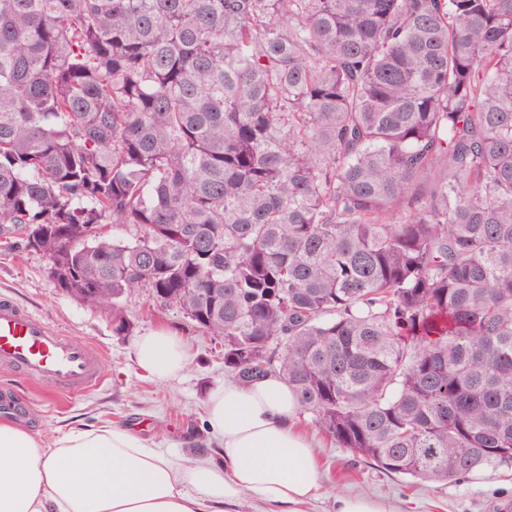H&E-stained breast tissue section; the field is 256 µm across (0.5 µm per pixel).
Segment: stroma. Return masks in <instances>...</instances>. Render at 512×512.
Masks as SVG:
<instances>
[{
    "label": "stroma",
    "mask_w": 512,
    "mask_h": 512,
    "mask_svg": "<svg viewBox=\"0 0 512 512\" xmlns=\"http://www.w3.org/2000/svg\"><path fill=\"white\" fill-rule=\"evenodd\" d=\"M2 293L102 353V385L79 397H58L41 383L0 372V388L17 387L34 404L24 427L52 435L111 420L130 427L151 447L192 458L216 456L217 441L204 423L203 407L209 389L227 378L221 341L194 332L177 311L154 310L144 290L123 300L131 335H113L110 308L82 304L56 287L41 253L0 240ZM166 326L181 329L194 359L180 379L143 378L135 362L134 339ZM297 425L312 440L320 464V495L309 512H334L340 494L377 499L388 512H512V466L479 470L434 486L385 472L352 455L316 429L309 417H299Z\"/></svg>",
    "instance_id": "stroma-1"
}]
</instances>
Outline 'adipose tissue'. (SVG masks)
<instances>
[{
  "label": "adipose tissue",
  "instance_id": "ef3b65f1",
  "mask_svg": "<svg viewBox=\"0 0 512 512\" xmlns=\"http://www.w3.org/2000/svg\"><path fill=\"white\" fill-rule=\"evenodd\" d=\"M137 367L152 380L179 376L191 348L175 329L137 337ZM300 407L278 376L228 381L209 392L205 420L219 460L186 459L104 422L52 437L0 421V512H307L320 474Z\"/></svg>",
  "mask_w": 512,
  "mask_h": 512
}]
</instances>
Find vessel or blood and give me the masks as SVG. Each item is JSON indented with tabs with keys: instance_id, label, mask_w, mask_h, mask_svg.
Instances as JSON below:
<instances>
[{
	"instance_id": "obj_1",
	"label": "vessel or blood",
	"mask_w": 512,
	"mask_h": 512,
	"mask_svg": "<svg viewBox=\"0 0 512 512\" xmlns=\"http://www.w3.org/2000/svg\"><path fill=\"white\" fill-rule=\"evenodd\" d=\"M0 367L39 380L56 395H78L101 380L97 348L6 297H0Z\"/></svg>"
}]
</instances>
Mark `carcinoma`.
<instances>
[{
    "instance_id": "obj_1",
    "label": "carcinoma",
    "mask_w": 512,
    "mask_h": 512,
    "mask_svg": "<svg viewBox=\"0 0 512 512\" xmlns=\"http://www.w3.org/2000/svg\"><path fill=\"white\" fill-rule=\"evenodd\" d=\"M0 237L388 473L512 466V0H0Z\"/></svg>"
}]
</instances>
